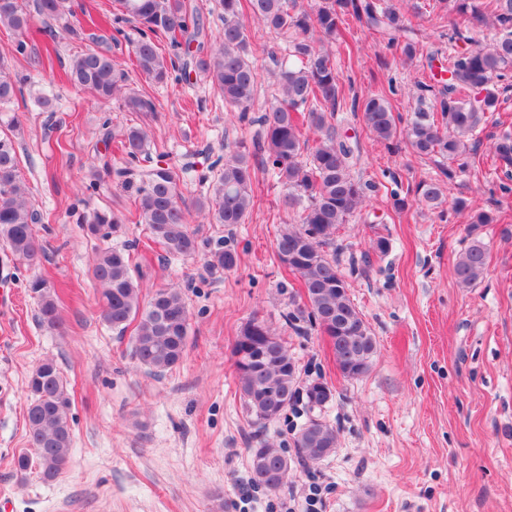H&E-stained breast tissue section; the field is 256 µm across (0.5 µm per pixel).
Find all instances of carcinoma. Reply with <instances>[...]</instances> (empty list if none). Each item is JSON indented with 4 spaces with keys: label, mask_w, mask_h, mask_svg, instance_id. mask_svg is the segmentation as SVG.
Here are the masks:
<instances>
[{
    "label": "carcinoma",
    "mask_w": 512,
    "mask_h": 512,
    "mask_svg": "<svg viewBox=\"0 0 512 512\" xmlns=\"http://www.w3.org/2000/svg\"><path fill=\"white\" fill-rule=\"evenodd\" d=\"M453 15L455 29L476 35L493 29L499 37L488 47L473 44L448 53L439 97L431 110L418 109L407 119L383 95L350 97L336 67V42L344 40L346 17L388 36L401 56L417 55L416 29L410 18L388 0H216L214 12L222 27L212 34L209 23L190 0H117L120 13L113 15V29L124 35L120 23L127 18L139 24V39L132 43L136 67L147 79L176 82L195 72L219 95L224 108L236 114L239 125H259L251 140L224 147L207 167L199 168L196 154L169 165L153 157L150 137L141 126L127 128L118 140L120 164L106 166V174L135 190L138 222L150 237L177 258L193 259L204 253L206 266L232 271L238 266L236 251L203 244L190 231L189 208L179 197L180 182L194 178L208 184L206 195L195 202L212 224L228 227L244 224L254 208L257 171L269 175L285 191L284 203L293 216L277 238L280 262L297 276L304 303L288 311L286 319L299 332L315 323L331 337L333 354L341 366L354 359L366 373L377 353V340L347 292V283L336 261V233L349 218L362 211L369 184L354 177L358 144L342 139L336 125L342 113L362 114L367 131L378 142L393 144L404 132L407 143L420 157H461L472 147L477 130L500 105L496 81L512 70V0H434ZM34 10L21 0H0V27L17 34L10 54L27 57L31 37L44 33L56 38L51 22L66 24L68 0H34ZM283 37L278 51L269 53L277 93L262 113L252 115L258 91V66L250 55L246 22ZM169 39L175 57L159 52L157 38ZM67 80L100 103H108L124 87V69L109 52L87 47L70 60ZM31 74L14 71L0 53V112H7L23 96ZM129 112L152 113L156 104L149 96L128 95ZM490 154L505 177L512 179V134L494 141ZM419 202L435 207L444 190L435 181L417 184ZM29 189L21 179L15 137L0 135V244L13 259L36 269L45 259L36 224L40 215L28 205ZM86 233L101 242L96 249L92 276L99 287V318L124 330L135 324L133 356L155 375L172 369L183 357L188 339L190 312L178 288H158L148 299L132 274L130 255L108 241L122 229L124 219L110 210H94L79 218ZM489 252L475 240L456 260L454 271L462 287L476 284L487 271ZM26 288L38 300L39 320L50 330L61 328L55 292L38 275ZM240 335L255 337V360L235 361L238 390L255 424L263 428L277 419L299 395L293 358L276 330L257 319L248 321ZM30 402L25 415L27 443L34 453L22 452L18 470H36L45 482L55 480L70 462L73 444L72 397L60 368L52 360L35 367L28 376ZM338 445L336 427L313 418L294 440L295 457L316 462ZM292 459L285 448L263 439L250 449L249 479L254 485L278 490L288 477Z\"/></svg>",
    "instance_id": "cac0c4a2"
}]
</instances>
